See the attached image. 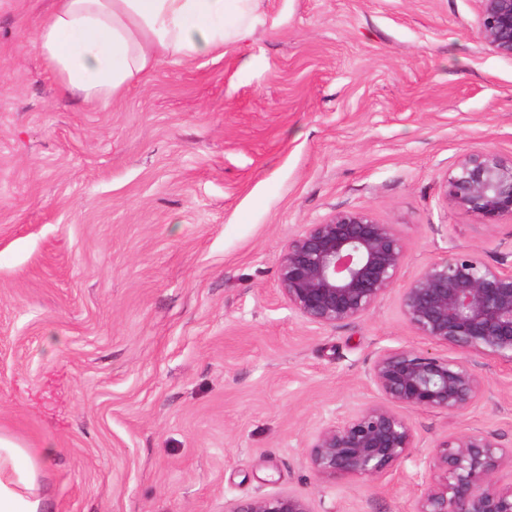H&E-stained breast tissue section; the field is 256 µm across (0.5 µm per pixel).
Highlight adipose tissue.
Returning <instances> with one entry per match:
<instances>
[{"mask_svg":"<svg viewBox=\"0 0 512 512\" xmlns=\"http://www.w3.org/2000/svg\"><path fill=\"white\" fill-rule=\"evenodd\" d=\"M264 22L260 0H53L34 47L64 97L105 107L163 63L223 57ZM52 461L0 432V512H46Z\"/></svg>","mask_w":512,"mask_h":512,"instance_id":"obj_1","label":"adipose tissue"}]
</instances>
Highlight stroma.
<instances>
[{
  "mask_svg": "<svg viewBox=\"0 0 512 512\" xmlns=\"http://www.w3.org/2000/svg\"><path fill=\"white\" fill-rule=\"evenodd\" d=\"M52 0H0V431L50 449L48 512H224L294 492L312 512H414L451 433L512 448V368L478 404L412 413L417 447L371 482L317 478L307 439L376 400L378 352L419 345L399 290L320 327L282 298L304 225L367 210L407 284L446 251L512 261V217L445 199L458 158H512V59L476 0H262L224 56L164 64L99 109L33 47Z\"/></svg>",
  "mask_w": 512,
  "mask_h": 512,
  "instance_id": "obj_1",
  "label": "stroma"
}]
</instances>
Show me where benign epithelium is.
Here are the masks:
<instances>
[{"mask_svg": "<svg viewBox=\"0 0 512 512\" xmlns=\"http://www.w3.org/2000/svg\"><path fill=\"white\" fill-rule=\"evenodd\" d=\"M479 29L493 53L512 58V0H477ZM441 193L483 223L512 217V160L466 153ZM406 245L393 224L366 210L336 211L307 224L279 265L283 298L320 327L368 315L399 280ZM400 311L422 341L377 354L369 372L377 401L343 411L306 444L320 478H381L417 447L410 413L463 415L476 406L478 356L512 364V262L489 265L475 251L446 254L424 267L400 294ZM430 478L416 485L415 512H512V448L488 434L456 433L426 460ZM224 512H312L307 498L279 492L224 504Z\"/></svg>", "mask_w": 512, "mask_h": 512, "instance_id": "benign-epithelium-1", "label": "benign epithelium"}]
</instances>
